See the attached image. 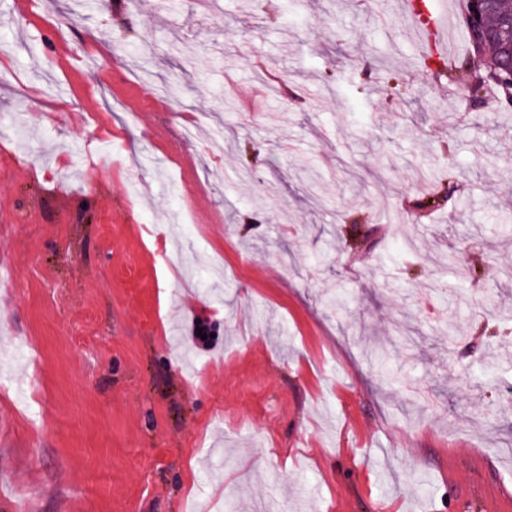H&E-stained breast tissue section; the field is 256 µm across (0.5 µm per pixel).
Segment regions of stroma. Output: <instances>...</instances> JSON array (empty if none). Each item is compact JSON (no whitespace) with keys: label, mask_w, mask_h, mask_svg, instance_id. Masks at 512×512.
<instances>
[{"label":"stroma","mask_w":512,"mask_h":512,"mask_svg":"<svg viewBox=\"0 0 512 512\" xmlns=\"http://www.w3.org/2000/svg\"><path fill=\"white\" fill-rule=\"evenodd\" d=\"M421 53L402 0H0V512H512V106ZM451 197L448 191L433 193L431 195H414L411 200L410 213L416 222H419L427 213L437 211L448 205Z\"/></svg>","instance_id":"1"}]
</instances>
